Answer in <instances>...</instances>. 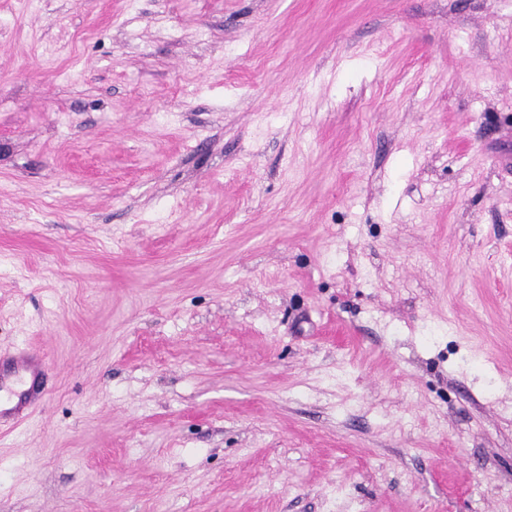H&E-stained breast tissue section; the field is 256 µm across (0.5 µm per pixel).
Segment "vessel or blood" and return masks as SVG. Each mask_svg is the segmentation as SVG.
Wrapping results in <instances>:
<instances>
[{
	"label": "vessel or blood",
	"instance_id": "vessel-or-blood-1",
	"mask_svg": "<svg viewBox=\"0 0 512 512\" xmlns=\"http://www.w3.org/2000/svg\"><path fill=\"white\" fill-rule=\"evenodd\" d=\"M47 372L44 354L31 346L16 348L0 363V430L23 423L32 413L31 387Z\"/></svg>",
	"mask_w": 512,
	"mask_h": 512
}]
</instances>
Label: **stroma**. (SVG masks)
Wrapping results in <instances>:
<instances>
[{"label":"stroma","mask_w":512,"mask_h":512,"mask_svg":"<svg viewBox=\"0 0 512 512\" xmlns=\"http://www.w3.org/2000/svg\"><path fill=\"white\" fill-rule=\"evenodd\" d=\"M0 512H512V0H0ZM0 366V430L23 423L33 411L30 392L47 372L44 354L29 345L17 347ZM29 384V386H28Z\"/></svg>","instance_id":"stroma-1"}]
</instances>
